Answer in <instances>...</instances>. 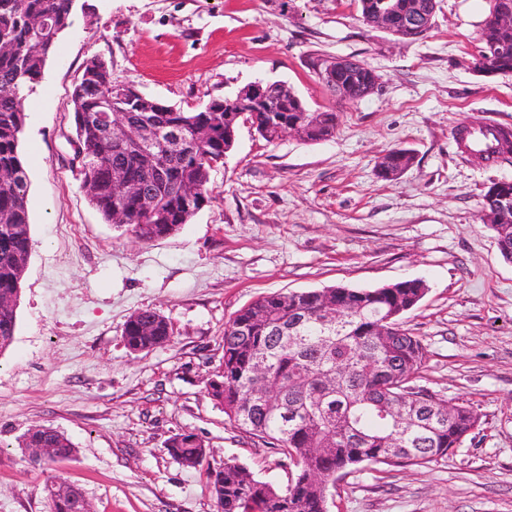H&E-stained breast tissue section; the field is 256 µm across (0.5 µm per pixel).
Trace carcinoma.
<instances>
[{
  "mask_svg": "<svg viewBox=\"0 0 512 512\" xmlns=\"http://www.w3.org/2000/svg\"><path fill=\"white\" fill-rule=\"evenodd\" d=\"M76 0H0V167L12 170L0 180V296L20 298L32 250L28 209L29 178L20 142L26 124L24 101L33 91L62 33L72 25ZM44 16L51 30L38 37L29 20ZM480 41L510 49L477 60L486 72H512V30L490 17ZM112 70H97L87 59L72 91L75 135L86 150L81 189L108 223L125 226L144 241L173 234L210 200V171L224 160L231 131L214 99L198 112H181L159 100L139 99L141 111L128 112L129 124L148 139L160 131L180 141L166 155H146L128 146L98 119L112 95ZM312 116L284 96L282 111L254 115L262 137L275 141L282 122ZM318 126L303 140H326L336 129V113L320 112ZM208 129L205 141L196 138ZM496 158L509 154L512 130L496 126ZM121 167L142 184L152 210L138 199L112 193L111 169ZM499 250L512 260V209L491 225ZM425 289L418 280L383 288H324L261 296L225 323L223 356L206 391L231 425L272 445L293 467L285 487L255 478L246 467L224 464L212 489L219 512H328L327 495L336 479L360 465H426L448 456L479 422L465 403H450L417 385L425 360L421 340L405 329L401 316L416 307ZM336 325L322 322L327 304ZM16 310L0 311V353L12 343ZM170 335L167 321L152 309L133 313L124 327L129 347L149 350ZM397 413L383 417L388 407ZM55 449L50 461L68 459L76 448L61 432L38 426L24 435V446ZM168 452L182 464L203 463L201 441L192 433L171 439Z\"/></svg>",
  "mask_w": 512,
  "mask_h": 512,
  "instance_id": "cac0c4a2",
  "label": "carcinoma"
}]
</instances>
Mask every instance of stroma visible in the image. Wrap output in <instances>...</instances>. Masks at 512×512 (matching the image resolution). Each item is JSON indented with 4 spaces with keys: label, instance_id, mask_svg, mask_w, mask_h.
Masks as SVG:
<instances>
[{
    "label": "stroma",
    "instance_id": "stroma-1",
    "mask_svg": "<svg viewBox=\"0 0 512 512\" xmlns=\"http://www.w3.org/2000/svg\"><path fill=\"white\" fill-rule=\"evenodd\" d=\"M78 2L24 102L33 247L0 354V512H49L56 475L93 512H217L211 474L227 463L285 486L287 460L206 394L225 323L263 294L406 280L427 286L402 318L425 347L418 385L470 404L480 423L447 458L341 476L328 510L512 512V262L479 219L489 187L512 181V160L464 155L454 137L462 125L512 128V72L476 68L483 22L466 0H437L416 41L367 24L355 0ZM93 56L114 80L187 111L281 81L308 111L336 113V130L270 143L240 126L210 173V201L144 242L79 188L72 91ZM320 57L363 61L378 91L340 100L312 67ZM397 148L411 166L380 178L382 154ZM146 308L171 339L135 354L124 326ZM36 426L63 432L77 455L34 464L21 441ZM184 432L207 447L198 467L166 449Z\"/></svg>",
    "mask_w": 512,
    "mask_h": 512
}]
</instances>
